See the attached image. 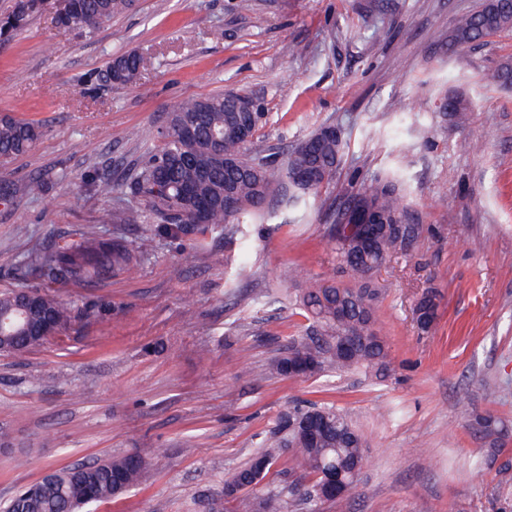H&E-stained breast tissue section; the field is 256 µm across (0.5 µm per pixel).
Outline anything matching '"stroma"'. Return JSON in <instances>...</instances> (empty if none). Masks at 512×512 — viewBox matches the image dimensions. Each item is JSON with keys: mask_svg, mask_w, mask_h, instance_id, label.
<instances>
[{"mask_svg": "<svg viewBox=\"0 0 512 512\" xmlns=\"http://www.w3.org/2000/svg\"><path fill=\"white\" fill-rule=\"evenodd\" d=\"M480 2L252 0L243 12L238 0H133L90 36L47 9L0 39V115L43 131L28 153L0 158V180L15 188L0 201V290L19 284L31 250L138 205L134 178L151 147L126 133L165 126L178 100L254 98L252 150L267 158L323 125L347 140L326 193L274 205L263 232L233 245L250 278L157 239L128 273L56 286L79 321L24 356L0 352V503L49 470L158 448L153 470L90 512H209L276 416L310 401L342 409L365 446L348 501L323 512H498L497 468L474 466L491 441L464 411L503 422L499 460L512 462V86L495 77L512 62V31L448 47L456 18ZM131 51L145 69L111 82V59ZM453 93L470 102L465 120L439 113ZM475 140L481 152L466 149ZM386 177L430 228L373 275L392 376H263L305 324L282 298L280 269L346 282L332 213L350 186ZM104 180L112 194L98 192ZM428 288L440 304L425 333L414 308ZM262 295L273 303L241 311L238 297ZM248 369L257 380H242Z\"/></svg>", "mask_w": 512, "mask_h": 512, "instance_id": "stroma-1", "label": "stroma"}]
</instances>
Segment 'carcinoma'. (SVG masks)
Segmentation results:
<instances>
[{"label":"carcinoma","instance_id":"obj_1","mask_svg":"<svg viewBox=\"0 0 512 512\" xmlns=\"http://www.w3.org/2000/svg\"><path fill=\"white\" fill-rule=\"evenodd\" d=\"M131 6V0H68L64 15L56 22L86 36L116 14ZM512 30V0H483L478 9L455 21L449 43L473 45L485 38ZM144 67L136 53L115 57L110 69L116 82L134 81ZM469 111L466 98L455 94L441 105L446 116L463 118ZM261 116L248 126L237 112V100L226 94L192 98L174 105L164 128L137 129L136 139L155 144V149L136 181L144 207L126 208L106 215L103 222L150 224V230L175 244L192 242L195 252L214 262L229 265L231 256L220 253L214 242L231 243L245 236L243 220L259 217L278 198L292 202L318 196L336 180L346 140L342 131L330 137L312 132L297 141L282 160L250 154ZM41 137L33 122L0 116V158L28 153ZM234 163L224 168V160ZM342 221L352 224L366 214L381 216L389 224L413 225V236L395 232L380 244H365L328 227L336 266L351 284L315 279L306 282L292 305L306 313L307 324L288 337L285 347L269 362L265 375L287 378L290 369L309 367L305 379H319L339 372L361 370L379 380L391 370L392 360L377 329L380 292L370 280L371 271L384 265L395 253H407L408 239L419 240L424 226L419 215L404 201L399 186L375 179L351 187L346 194ZM152 239L133 247L120 238L100 236L92 227L79 241L55 244L32 254L21 265L22 279L40 300L21 311L18 290L0 292V316L12 319L23 314L19 325L5 328V336H32L46 332L48 323L61 331L80 318L75 304L53 291L50 285L70 282L90 285L114 272H128L148 251ZM439 300L433 290L417 301L418 327L430 330L437 320ZM471 421L486 438L498 441L504 435L499 421L490 414H472ZM159 449L140 448L131 455L97 459L50 472L39 480L32 496L17 494L0 512H82L86 505L73 500L69 486L84 483L93 490L91 504L120 495L121 485L135 486L158 459ZM288 457L283 486L276 494L260 496L258 487L282 457ZM365 465L364 448L357 428L348 416L329 403L296 404L281 412L250 460L224 482L220 499L225 512H282L287 506L305 505L318 512V505L332 500L324 495L327 476L341 473L350 488ZM249 491L250 499L243 498Z\"/></svg>","mask_w":512,"mask_h":512}]
</instances>
